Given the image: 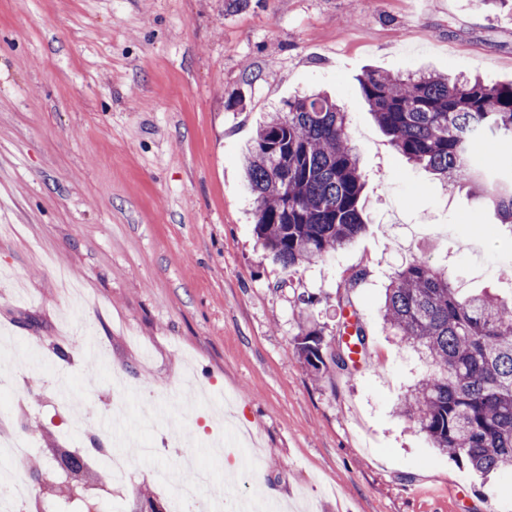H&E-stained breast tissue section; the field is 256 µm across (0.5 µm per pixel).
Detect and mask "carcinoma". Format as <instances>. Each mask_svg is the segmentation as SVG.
I'll list each match as a JSON object with an SVG mask.
<instances>
[{"label": "carcinoma", "instance_id": "1", "mask_svg": "<svg viewBox=\"0 0 512 512\" xmlns=\"http://www.w3.org/2000/svg\"><path fill=\"white\" fill-rule=\"evenodd\" d=\"M360 91L398 153L452 186H469L512 224V174H493L483 162L485 151L512 142V82L370 71ZM245 173L257 237L289 273L365 230L358 148L347 113L324 93L286 101L260 127ZM382 313L425 367L400 413L475 472L512 473V301L486 290L465 294L447 270L412 260L395 271ZM299 323L295 351L308 367L351 372L347 344L326 340L302 312Z\"/></svg>", "mask_w": 512, "mask_h": 512}]
</instances>
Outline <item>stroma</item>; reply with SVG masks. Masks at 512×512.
I'll list each match as a JSON object with an SVG mask.
<instances>
[{"instance_id":"stroma-1","label":"stroma","mask_w":512,"mask_h":512,"mask_svg":"<svg viewBox=\"0 0 512 512\" xmlns=\"http://www.w3.org/2000/svg\"><path fill=\"white\" fill-rule=\"evenodd\" d=\"M368 70L512 82V6L499 0H0V338L10 339L21 429L62 445L47 390L60 373L93 419L130 392L139 446L123 512L150 468L190 480L189 451L223 495L231 465L206 451L224 397L264 459L248 482L288 512H512L490 481L431 447L399 407L421 373L382 319L410 260L465 293L512 297V231L467 187L444 189L394 150L359 91ZM327 92L366 175L367 230L287 273L254 232L242 153L284 101ZM359 282L352 290L343 284ZM307 310L326 339L357 317L368 356L318 374L295 352ZM93 336L95 362L78 344ZM186 431L192 442L172 441Z\"/></svg>"}]
</instances>
